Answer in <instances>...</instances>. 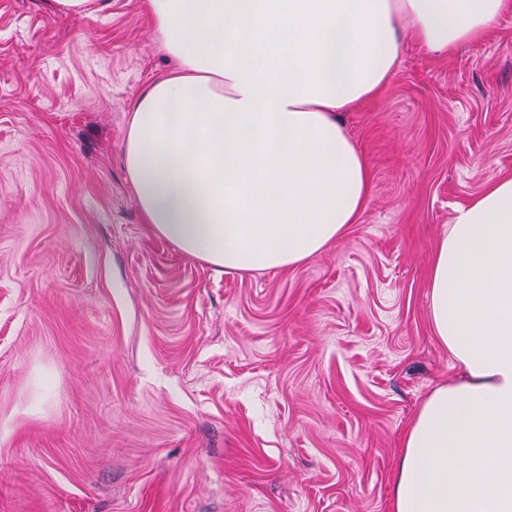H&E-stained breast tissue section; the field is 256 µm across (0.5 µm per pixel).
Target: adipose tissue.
I'll list each match as a JSON object with an SVG mask.
<instances>
[{"mask_svg": "<svg viewBox=\"0 0 512 512\" xmlns=\"http://www.w3.org/2000/svg\"><path fill=\"white\" fill-rule=\"evenodd\" d=\"M176 66L134 103L123 164L153 231L215 271L297 267L370 192L337 114L377 97L404 41L448 55L512 0H145ZM429 318L459 374L404 436L393 512H512V177L456 209Z\"/></svg>", "mask_w": 512, "mask_h": 512, "instance_id": "adipose-tissue-1", "label": "adipose tissue"}]
</instances>
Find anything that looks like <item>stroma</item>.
I'll return each instance as SVG.
<instances>
[{
    "label": "stroma",
    "mask_w": 512,
    "mask_h": 512,
    "mask_svg": "<svg viewBox=\"0 0 512 512\" xmlns=\"http://www.w3.org/2000/svg\"><path fill=\"white\" fill-rule=\"evenodd\" d=\"M0 0V512H391L406 426L456 375L442 227L512 175V14L406 43L341 113L371 191L303 265L218 274L145 224L130 108L173 66L142 0Z\"/></svg>",
    "instance_id": "obj_1"
}]
</instances>
